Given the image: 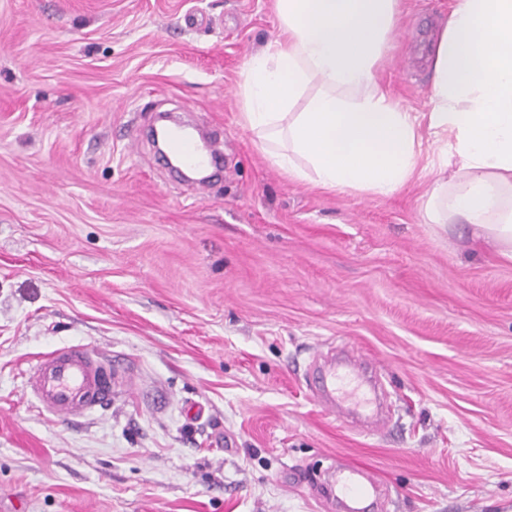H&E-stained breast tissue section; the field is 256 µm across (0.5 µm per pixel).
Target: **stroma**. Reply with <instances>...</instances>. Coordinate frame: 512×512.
<instances>
[{
    "label": "stroma",
    "instance_id": "stroma-1",
    "mask_svg": "<svg viewBox=\"0 0 512 512\" xmlns=\"http://www.w3.org/2000/svg\"><path fill=\"white\" fill-rule=\"evenodd\" d=\"M451 0H403L379 76L413 112ZM274 0H0V504L10 512H340L330 468L374 473L375 512H512V261L427 223L432 153L387 198L289 179L236 84ZM162 111L224 141L178 183ZM127 384L69 423L23 373L53 348ZM357 349L392 413L363 431L310 383Z\"/></svg>",
    "mask_w": 512,
    "mask_h": 512
}]
</instances>
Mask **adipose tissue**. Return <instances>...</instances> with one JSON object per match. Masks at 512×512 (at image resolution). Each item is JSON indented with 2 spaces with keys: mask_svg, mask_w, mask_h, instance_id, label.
Returning a JSON list of instances; mask_svg holds the SVG:
<instances>
[{
  "mask_svg": "<svg viewBox=\"0 0 512 512\" xmlns=\"http://www.w3.org/2000/svg\"><path fill=\"white\" fill-rule=\"evenodd\" d=\"M400 8L276 0L279 31L240 73L242 124L289 178L383 198L414 178L432 135L428 221L470 225L512 259V0H454L440 18L426 112L392 102L377 76Z\"/></svg>",
  "mask_w": 512,
  "mask_h": 512,
  "instance_id": "adipose-tissue-1",
  "label": "adipose tissue"
}]
</instances>
